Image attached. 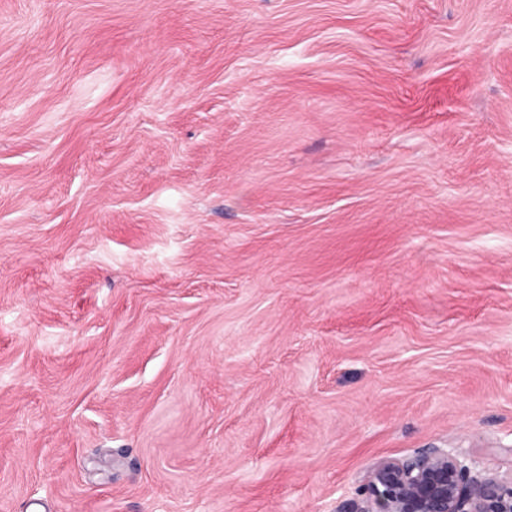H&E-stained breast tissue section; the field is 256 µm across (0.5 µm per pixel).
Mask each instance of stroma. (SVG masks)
I'll return each mask as SVG.
<instances>
[{"instance_id": "obj_1", "label": "stroma", "mask_w": 512, "mask_h": 512, "mask_svg": "<svg viewBox=\"0 0 512 512\" xmlns=\"http://www.w3.org/2000/svg\"><path fill=\"white\" fill-rule=\"evenodd\" d=\"M512 478V0H0V512H353ZM356 512H512V478L482 475L457 448H421L375 463Z\"/></svg>"}]
</instances>
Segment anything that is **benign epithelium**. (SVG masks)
<instances>
[{"mask_svg": "<svg viewBox=\"0 0 512 512\" xmlns=\"http://www.w3.org/2000/svg\"><path fill=\"white\" fill-rule=\"evenodd\" d=\"M360 512H512V480L488 477L456 448L375 463Z\"/></svg>", "mask_w": 512, "mask_h": 512, "instance_id": "obj_1", "label": "benign epithelium"}]
</instances>
